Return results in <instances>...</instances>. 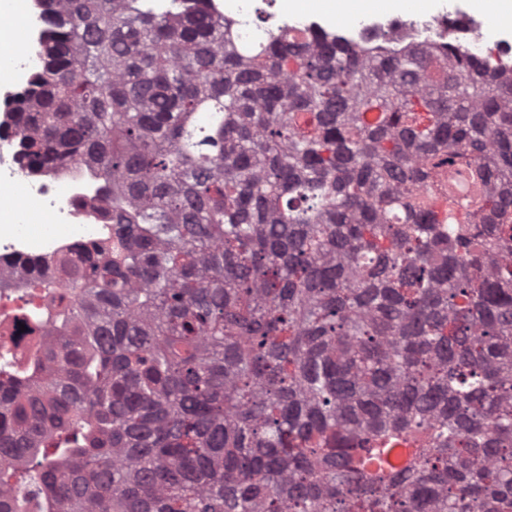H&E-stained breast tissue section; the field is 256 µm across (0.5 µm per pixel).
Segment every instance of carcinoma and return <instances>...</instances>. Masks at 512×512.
<instances>
[{
  "instance_id": "cac0c4a2",
  "label": "carcinoma",
  "mask_w": 512,
  "mask_h": 512,
  "mask_svg": "<svg viewBox=\"0 0 512 512\" xmlns=\"http://www.w3.org/2000/svg\"><path fill=\"white\" fill-rule=\"evenodd\" d=\"M38 2L20 164L101 180L112 260L11 263L56 342L0 356V512H512V68Z\"/></svg>"
}]
</instances>
